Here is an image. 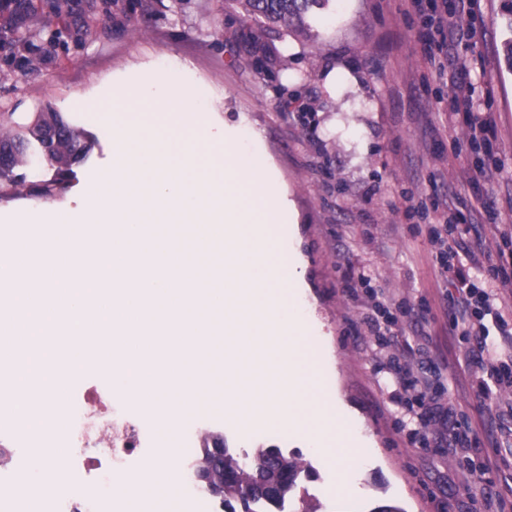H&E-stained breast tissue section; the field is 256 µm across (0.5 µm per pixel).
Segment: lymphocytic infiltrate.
Returning <instances> with one entry per match:
<instances>
[{"label": "lymphocytic infiltrate", "mask_w": 512, "mask_h": 512, "mask_svg": "<svg viewBox=\"0 0 512 512\" xmlns=\"http://www.w3.org/2000/svg\"><path fill=\"white\" fill-rule=\"evenodd\" d=\"M407 5L425 18L422 42L427 62L440 80L449 83L445 123L451 130L465 129L473 161L432 202L411 190L403 195L407 218L428 224L437 286L416 299H402L393 308L376 303L366 314L376 346L401 349L386 365L375 367L373 375L387 394L386 405L405 406L407 393H414L427 409V420L439 423V435L448 446L465 448L482 437L496 448L497 422L512 416V404L502 405L491 396L493 387H512V325L503 317L504 298L498 292L499 286L512 283V205L500 207L484 195L485 171L499 161L497 124L492 113L472 112L468 71L455 56L458 47L474 36L476 0H407ZM406 326L416 335L435 338L437 358L411 366V345L402 332ZM493 333L498 336L494 342L489 339ZM452 339L466 343L468 364L482 371L468 385L485 400V410L477 425L465 432L433 407L422 375L427 368L447 367Z\"/></svg>", "instance_id": "f902f5d3"}]
</instances>
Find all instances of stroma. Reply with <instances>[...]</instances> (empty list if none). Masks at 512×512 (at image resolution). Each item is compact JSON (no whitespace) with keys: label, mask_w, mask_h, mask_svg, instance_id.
I'll use <instances>...</instances> for the list:
<instances>
[{"label":"stroma","mask_w":512,"mask_h":512,"mask_svg":"<svg viewBox=\"0 0 512 512\" xmlns=\"http://www.w3.org/2000/svg\"><path fill=\"white\" fill-rule=\"evenodd\" d=\"M47 34L59 40L48 60L29 68L0 53V114L11 126L30 123L51 107L89 135L85 160L74 164L69 187L54 197L27 195L0 181V214L40 206L81 212L96 175L112 162L113 121L127 117L116 89L177 83L195 89L193 122L222 130L239 152L263 158L279 193L288 239L304 271L293 307L305 321L317 353L329 360L332 403L365 453L343 496L334 493L336 461L299 430L258 438L226 432L237 453L256 445L284 448L309 470L298 491L317 497L322 512H372L383 504L403 512H469L487 497L490 512L512 504V455L484 485L478 472L486 445L412 448L385 409L374 381L380 355L360 321L368 301L343 287L346 266L369 267L391 301L414 298L436 285L425 226L407 228L404 189L440 192L467 153L464 129L442 131L439 101L448 89L428 68L421 43L423 19L405 0H322L303 33L269 26L224 0H78L75 15L38 0ZM506 0H482L475 37L459 47L469 69L474 111L493 113L500 162L484 185L498 200L512 196V68L504 59L512 39ZM459 367L431 376L437 405L459 424L477 422L482 407L456 378L480 375ZM67 484L51 494L108 495L120 473L98 478L69 460Z\"/></svg>","instance_id":"obj_1"}]
</instances>
